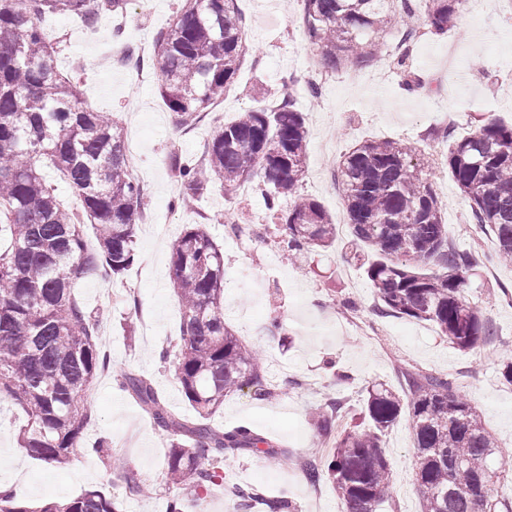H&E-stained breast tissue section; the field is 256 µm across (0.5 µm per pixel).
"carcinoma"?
Segmentation results:
<instances>
[{
	"label": "carcinoma",
	"instance_id": "1",
	"mask_svg": "<svg viewBox=\"0 0 512 512\" xmlns=\"http://www.w3.org/2000/svg\"><path fill=\"white\" fill-rule=\"evenodd\" d=\"M130 0H0V403L25 417L21 445L54 466L82 448L92 422L87 393L108 368L99 346V314L76 299L74 286L103 269L124 274L137 257L134 225L144 209L142 187L129 173L122 124L86 106L77 85L51 64L53 48L40 25L63 14L82 26L101 15L120 16ZM461 0H304V23L323 65L331 70L372 65L391 26L399 43L417 35L409 21L423 18L438 33L454 26ZM236 0L189 4L158 33L160 96L185 128L218 103L235 83L249 46ZM441 164L471 201L476 227L494 232L499 256L512 261V125L480 123L464 137L444 130ZM303 113L285 98L276 109L256 108L215 127L201 157L172 158L179 204L214 187L233 189L259 177L268 210L292 197L278 231L295 257L332 246L336 224L315 199L297 194L306 172ZM47 159L81 202L76 214L39 169ZM425 150L399 140H367L341 159L335 178L354 239L372 256L366 274L380 314L432 324L456 349L471 353L492 336L480 305L466 298L470 254L448 242L442 205L425 177ZM91 224L90 246L84 228ZM171 283L182 306L175 375L194 417L175 414L151 380L127 373L120 386L169 437L165 476L175 485L208 488L223 479L221 463L244 452L278 461L288 450L247 427L218 429L211 416L245 385L269 394L259 354L246 348L224 321V251L201 224H189L171 252ZM403 394L380 385L367 391L366 423L334 428L342 404L319 416L329 452L305 463L310 483L327 479L347 512H378L391 467L388 429L408 412L416 449L422 512H512V499L494 494L501 468L498 441L484 427L456 380L405 370ZM239 512L264 502L266 512H294L286 497L257 486L232 490ZM0 512H120L99 489L70 499L31 504L0 495Z\"/></svg>",
	"mask_w": 512,
	"mask_h": 512
}]
</instances>
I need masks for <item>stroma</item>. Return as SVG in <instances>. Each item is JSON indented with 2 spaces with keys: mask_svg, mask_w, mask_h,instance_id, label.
<instances>
[{
  "mask_svg": "<svg viewBox=\"0 0 512 512\" xmlns=\"http://www.w3.org/2000/svg\"><path fill=\"white\" fill-rule=\"evenodd\" d=\"M185 0H150L145 8L129 5L123 17L102 16L84 28L66 15L42 17L54 52V67L78 82L86 103L120 118L126 136H139L140 153L132 157L134 177L145 190V211L155 225L139 224L137 259L122 277L89 276L75 294L89 309H107L100 343L109 368L99 373L89 403L96 420L83 435L85 449L63 467L35 459L20 446L25 420L10 403L0 404V482L13 484L18 496L32 503L46 497L68 499L88 489L118 498L122 512H168L172 495L202 500L206 512H237L231 486L255 484L270 494H287L295 512H345L329 482L313 501L302 464L314 454L320 436L312 416L329 400L341 401L346 416L358 414L368 387L403 388L401 367L456 379L482 421L512 449V385L500 368L512 344V264L502 262L491 231L475 232L471 209L438 159L445 150L438 129L453 125L465 136L475 120L493 118L512 124V0H463L447 33L420 26L411 46L408 69L393 60L394 43L375 65L333 71L324 67L303 25L304 0H238L249 30L251 51L236 82L218 108L205 112L200 129L182 128L163 102L157 64L145 66L140 78L124 69H99L101 56L123 44L126 51L149 56L156 33L169 26ZM121 39H114L115 27ZM387 70L384 84L372 83ZM320 86L310 96V82ZM292 93L308 131V168L300 194L316 199L334 221L346 213L333 176L340 155L368 139L419 142L432 158L427 177L439 196L448 238L471 252L474 270L468 296L479 302L495 337L480 352L453 348L428 322L382 315L365 272V256H354L350 230L337 232L336 243L292 262L278 237L252 238L238 244L225 235L228 224H266L262 185L251 197L236 191L211 190L190 207L175 206L179 180L172 155H201L212 127L265 105L271 96ZM205 225L224 251V319L262 358L264 376L280 374L283 385L266 399L243 387L224 400L212 416L214 425L252 428L288 449L287 464L244 454L222 464L224 480L208 489L172 487L163 480L167 437L156 430L139 405L119 386L124 373L150 378L174 411L187 415V404L171 364L161 362L162 349L179 343L180 308L170 286V257L185 225ZM137 315H130L131 304ZM280 321L283 338L267 326ZM109 439L126 459L112 470L93 453ZM392 465L389 499L381 512H421L415 482V450L411 421L401 414L386 435Z\"/></svg>",
  "mask_w": 512,
  "mask_h": 512,
  "instance_id": "obj_1",
  "label": "stroma"
}]
</instances>
